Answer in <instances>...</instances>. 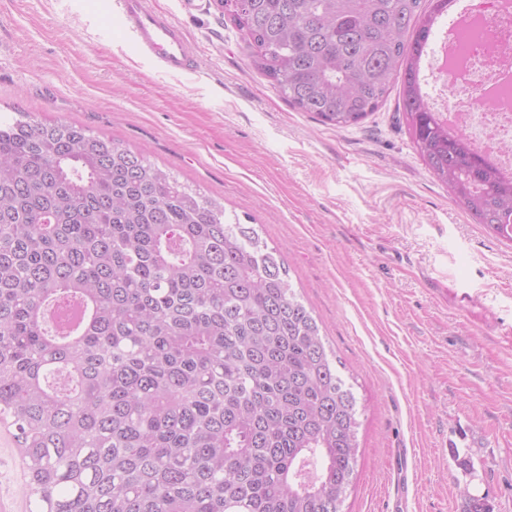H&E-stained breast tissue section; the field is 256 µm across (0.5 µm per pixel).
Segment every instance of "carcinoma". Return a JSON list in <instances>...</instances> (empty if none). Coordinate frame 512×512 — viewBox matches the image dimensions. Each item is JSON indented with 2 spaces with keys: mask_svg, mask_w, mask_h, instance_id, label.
I'll return each instance as SVG.
<instances>
[{
  "mask_svg": "<svg viewBox=\"0 0 512 512\" xmlns=\"http://www.w3.org/2000/svg\"><path fill=\"white\" fill-rule=\"evenodd\" d=\"M247 2L232 21L291 106L346 128L401 81L425 165L512 242V177L421 90L442 0ZM357 415L254 225L107 137L0 123V422L29 512H340Z\"/></svg>",
  "mask_w": 512,
  "mask_h": 512,
  "instance_id": "carcinoma-1",
  "label": "carcinoma"
}]
</instances>
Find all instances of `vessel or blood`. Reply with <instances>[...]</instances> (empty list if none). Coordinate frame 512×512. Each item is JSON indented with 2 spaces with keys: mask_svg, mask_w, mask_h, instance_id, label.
<instances>
[{
  "mask_svg": "<svg viewBox=\"0 0 512 512\" xmlns=\"http://www.w3.org/2000/svg\"><path fill=\"white\" fill-rule=\"evenodd\" d=\"M121 30L129 36L133 51L141 59L171 74L190 72L192 54L183 30L150 6L149 0H118ZM409 451L396 449L392 456L394 481L391 512H409Z\"/></svg>",
  "mask_w": 512,
  "mask_h": 512,
  "instance_id": "vessel-or-blood-1",
  "label": "vessel or blood"
}]
</instances>
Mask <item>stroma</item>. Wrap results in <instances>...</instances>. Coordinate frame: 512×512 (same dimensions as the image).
Instances as JSON below:
<instances>
[{"label": "stroma", "mask_w": 512, "mask_h": 512, "mask_svg": "<svg viewBox=\"0 0 512 512\" xmlns=\"http://www.w3.org/2000/svg\"><path fill=\"white\" fill-rule=\"evenodd\" d=\"M195 71L133 61L114 0H0V120L25 112L141 153L277 248L357 398L342 512H389L408 448L410 512H512V244L455 204L416 153L399 92L357 126L293 108L214 0H150ZM0 425V512H28Z\"/></svg>", "instance_id": "35a3bbf8"}]
</instances>
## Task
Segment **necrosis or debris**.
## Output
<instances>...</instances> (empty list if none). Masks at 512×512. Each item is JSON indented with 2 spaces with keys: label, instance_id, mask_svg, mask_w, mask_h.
Segmentation results:
<instances>
[{
  "label": "necrosis or debris",
  "instance_id": "necrosis-or-debris-1",
  "mask_svg": "<svg viewBox=\"0 0 512 512\" xmlns=\"http://www.w3.org/2000/svg\"><path fill=\"white\" fill-rule=\"evenodd\" d=\"M466 30L474 40L461 39ZM451 54L462 67L447 78L450 95L440 102L449 127L468 136L472 145L503 174L512 175V56L495 49L512 42V0H471L452 28Z\"/></svg>",
  "mask_w": 512,
  "mask_h": 512
}]
</instances>
